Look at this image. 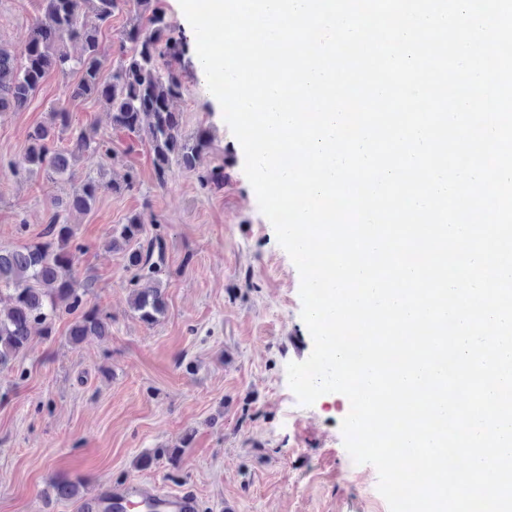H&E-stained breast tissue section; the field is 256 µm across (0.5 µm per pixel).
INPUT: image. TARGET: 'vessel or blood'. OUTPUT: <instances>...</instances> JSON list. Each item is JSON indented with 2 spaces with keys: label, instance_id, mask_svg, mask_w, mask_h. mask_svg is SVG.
I'll return each mask as SVG.
<instances>
[{
  "label": "vessel or blood",
  "instance_id": "1",
  "mask_svg": "<svg viewBox=\"0 0 512 512\" xmlns=\"http://www.w3.org/2000/svg\"><path fill=\"white\" fill-rule=\"evenodd\" d=\"M80 512H203L198 496L191 492H163L137 480L102 487L84 500Z\"/></svg>",
  "mask_w": 512,
  "mask_h": 512
}]
</instances>
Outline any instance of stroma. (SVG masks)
<instances>
[{
    "label": "stroma",
    "instance_id": "35a3bbf8",
    "mask_svg": "<svg viewBox=\"0 0 512 512\" xmlns=\"http://www.w3.org/2000/svg\"><path fill=\"white\" fill-rule=\"evenodd\" d=\"M44 17L41 0H0V43L19 46ZM131 19L120 8L101 30L103 76L120 61ZM170 65L182 81L172 107L183 134L205 128L214 138L197 171L173 169L162 185L148 142L128 151L106 105L71 98L78 74L50 73L26 108L0 112V247L40 236L55 201L85 176L103 183L131 169L138 176L133 191L104 190L89 212L62 214L84 246L74 286L111 316V333L72 345L77 316L65 312L52 336H34L0 367V512H75L79 499L52 493L58 478L80 482L79 498L125 479L190 491L204 512H389L376 469L351 472L340 430L348 399L330 393L304 406L288 385L287 364L305 361L313 348L299 273L259 209L219 102L197 76L196 52ZM61 109L74 129L112 139L111 156L82 158L70 181L25 162L29 131ZM217 167L223 186L201 188L199 175ZM134 213L166 243V310L151 326L131 308L125 252L108 245ZM187 433L179 467L163 456L138 467L141 455L174 447Z\"/></svg>",
    "mask_w": 512,
    "mask_h": 512
}]
</instances>
